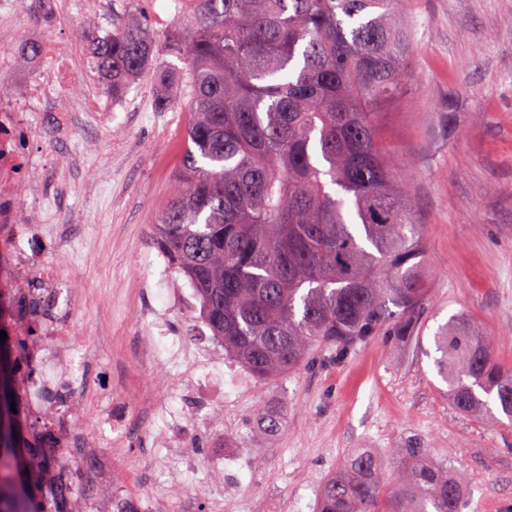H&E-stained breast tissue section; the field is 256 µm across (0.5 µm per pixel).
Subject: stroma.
<instances>
[{"mask_svg": "<svg viewBox=\"0 0 512 512\" xmlns=\"http://www.w3.org/2000/svg\"><path fill=\"white\" fill-rule=\"evenodd\" d=\"M15 39L0 43V81L20 94L38 71L19 62L27 41L73 45L67 91L46 106L69 111L91 99L90 123L63 129L29 125V180L42 196L27 203L20 234L40 218L52 240L34 241L37 266L70 288L64 316L76 334L64 367L73 381L75 434L92 462L74 498L81 512H104L130 494L141 512H202L209 488L235 496L240 512H313L328 476L351 451L392 448L418 439L427 456L463 474L462 512H512V426L458 414L432 358L376 338L338 365H305L288 377L211 384L214 403L188 432L191 468H142L166 455L169 417L143 415L139 389L164 390L183 377L134 345L149 334L147 310L158 307L170 335L188 344L208 333L188 280L154 245V226L174 187L185 112L157 108L158 86L144 75L119 97L107 94L90 46L110 33L116 15L144 8L158 35L175 24L174 0H21ZM413 83L383 116L381 142L412 168V189L427 238L424 338L456 314L493 337L495 361L512 369V0H406ZM129 410L132 429L114 447L102 416L113 399ZM236 405L233 424L220 413ZM275 411L277 430L257 429L258 413Z\"/></svg>", "mask_w": 512, "mask_h": 512, "instance_id": "35a3bbf8", "label": "stroma"}]
</instances>
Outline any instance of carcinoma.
I'll return each mask as SVG.
<instances>
[{"label":"carcinoma","mask_w":512,"mask_h":512,"mask_svg":"<svg viewBox=\"0 0 512 512\" xmlns=\"http://www.w3.org/2000/svg\"><path fill=\"white\" fill-rule=\"evenodd\" d=\"M405 0H176L157 37L130 11L92 47L117 96L152 72L169 108L186 89L173 198L154 245L194 288L200 317L251 376L326 366L377 336L414 340L428 293L423 224L409 166L383 150L380 111L407 89ZM171 55L183 63L158 65ZM0 300V512H68L38 494L61 460L49 429L31 440L18 340ZM434 363L460 414L512 424V371L465 316L441 326ZM16 403L17 412L11 411ZM393 487L361 448L321 489L315 512H461L464 483L424 449H393Z\"/></svg>","instance_id":"1"}]
</instances>
